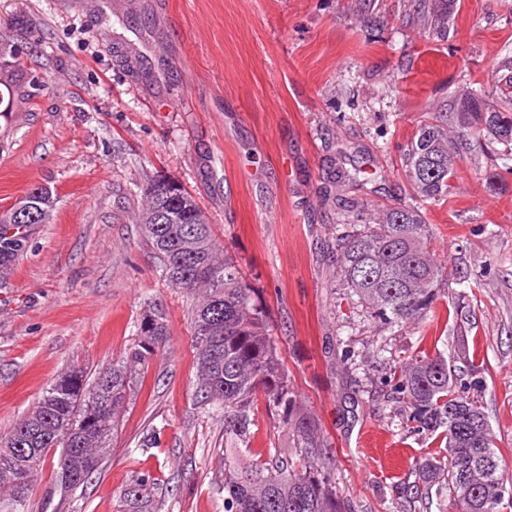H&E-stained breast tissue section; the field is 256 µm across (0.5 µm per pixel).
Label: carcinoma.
Masks as SVG:
<instances>
[{"mask_svg": "<svg viewBox=\"0 0 512 512\" xmlns=\"http://www.w3.org/2000/svg\"><path fill=\"white\" fill-rule=\"evenodd\" d=\"M454 0H417L420 13L448 16ZM21 52L0 39V104L13 95V69ZM501 107L484 102L485 91L470 92L452 111L433 112L419 121L404 153L412 195L439 201L448 197L456 173V144H498V164L489 186L512 175V76L498 85ZM145 204L133 214L160 278L192 297L190 320L196 349V380L203 409L224 416V431L236 444L222 450L217 478L224 491V512H351L336 497L328 472L330 447L321 424L296 411L277 347L268 333L253 288L238 266L223 254L211 225L195 199L175 184L151 180ZM38 223H49L57 199L47 204L34 191L23 196ZM433 234L419 208L400 201L382 208L371 224L336 225V274L357 304L389 328L436 318L434 305L448 284L447 264L431 249ZM30 237L25 222L11 211L0 213V288L9 287L13 266ZM139 341L121 359L89 378L76 365L47 387L35 409L15 424L0 443V512H26L27 495L18 491L17 474L31 487L37 466L54 448L58 466L76 480L54 485L72 493L89 482L88 461L99 470L110 451L122 408L135 394L144 367L166 336L164 309H146ZM399 404L405 427L439 441L418 464V480L404 498L428 506L445 500L444 512H504L512 509V478L494 445L485 406L458 382L454 368L438 354L421 349L400 370L383 379ZM282 410L298 461L277 448L263 458L249 453L250 413L258 393ZM154 478L132 479L120 495L117 512H159Z\"/></svg>", "mask_w": 512, "mask_h": 512, "instance_id": "1", "label": "carcinoma"}]
</instances>
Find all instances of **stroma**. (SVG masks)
<instances>
[{
  "mask_svg": "<svg viewBox=\"0 0 512 512\" xmlns=\"http://www.w3.org/2000/svg\"><path fill=\"white\" fill-rule=\"evenodd\" d=\"M413 5L0 0V35L26 42L13 104L0 112V210L36 186L58 198L0 289V437L58 375L133 347L144 305L163 307L168 325L76 512H115L144 473L162 488L160 512H224V419L198 404L191 300L160 279L131 221L157 176L194 197L253 288L354 512H393L430 447L401 425L380 383L421 347L450 360L464 345L483 360L479 378L459 375L482 398L512 473V175L490 190L487 151L462 149L447 199L422 207L448 265L436 310L460 300L458 316L387 329L336 278L333 171L361 168L338 192L370 210L409 200L403 150L421 115L512 63V0H456L442 34ZM248 445H291L266 396Z\"/></svg>",
  "mask_w": 512,
  "mask_h": 512,
  "instance_id": "stroma-1",
  "label": "stroma"
}]
</instances>
